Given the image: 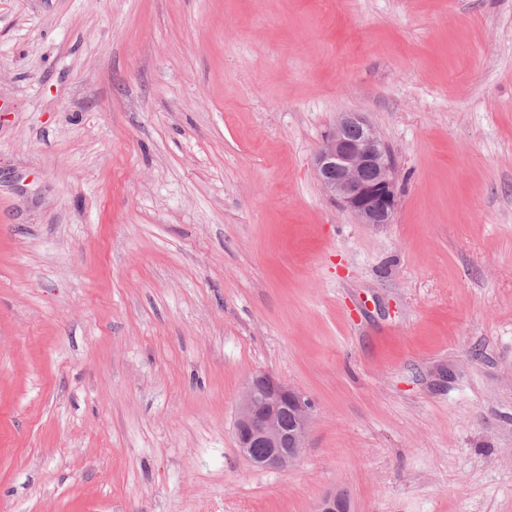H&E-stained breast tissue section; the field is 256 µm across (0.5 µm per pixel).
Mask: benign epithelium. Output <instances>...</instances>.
Returning <instances> with one entry per match:
<instances>
[{
	"label": "benign epithelium",
	"instance_id": "1",
	"mask_svg": "<svg viewBox=\"0 0 512 512\" xmlns=\"http://www.w3.org/2000/svg\"><path fill=\"white\" fill-rule=\"evenodd\" d=\"M314 168L326 195L358 223L393 222L399 204L395 160L358 113L342 115L318 147ZM313 416L312 401L300 391L272 375H255L247 381L236 407L238 451L260 469L290 468L309 447Z\"/></svg>",
	"mask_w": 512,
	"mask_h": 512
}]
</instances>
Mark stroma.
Returning <instances> with one entry per match:
<instances>
[{
	"instance_id": "stroma-1",
	"label": "stroma",
	"mask_w": 512,
	"mask_h": 512,
	"mask_svg": "<svg viewBox=\"0 0 512 512\" xmlns=\"http://www.w3.org/2000/svg\"><path fill=\"white\" fill-rule=\"evenodd\" d=\"M395 156L361 224L314 155ZM315 405L262 471L247 380ZM512 512V0H0V512ZM314 168L326 195L358 223L393 222L399 204L395 160L359 113H343L318 147ZM283 411L288 412L284 416L288 428ZM313 416L312 401L300 391L272 375H255L247 381L236 407L238 451L260 469L290 468L309 447ZM256 448L264 451L257 453Z\"/></svg>"
}]
</instances>
